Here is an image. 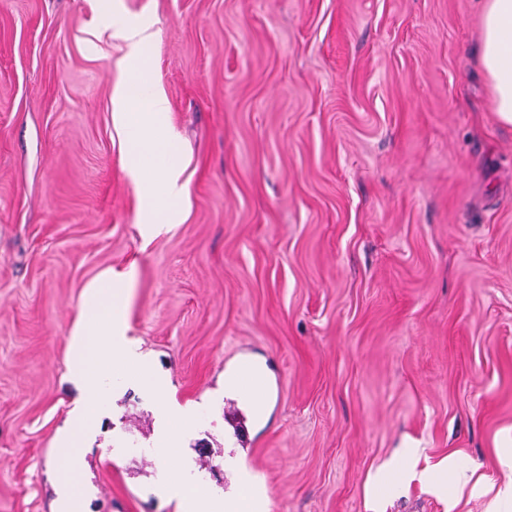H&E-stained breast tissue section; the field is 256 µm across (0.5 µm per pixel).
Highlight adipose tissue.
I'll return each instance as SVG.
<instances>
[{"label": "adipose tissue", "instance_id": "1", "mask_svg": "<svg viewBox=\"0 0 512 512\" xmlns=\"http://www.w3.org/2000/svg\"><path fill=\"white\" fill-rule=\"evenodd\" d=\"M479 62L487 80L491 106L501 124L512 125V0H482ZM119 31L128 46L127 62L113 90L116 130L128 140L127 173L143 209L139 221L148 238L168 232L178 221L184 200L183 166L176 151L178 136L168 121V101L151 80L146 47L148 27L123 25ZM416 449H399L371 477L367 512H379L378 502L390 488L419 481L430 492L458 506L465 495H490L489 512H512V483L496 487L476 468L451 462L418 468Z\"/></svg>", "mask_w": 512, "mask_h": 512}]
</instances>
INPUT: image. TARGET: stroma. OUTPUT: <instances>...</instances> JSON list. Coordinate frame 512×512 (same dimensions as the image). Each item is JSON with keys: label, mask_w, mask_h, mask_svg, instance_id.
<instances>
[{"label": "stroma", "mask_w": 512, "mask_h": 512, "mask_svg": "<svg viewBox=\"0 0 512 512\" xmlns=\"http://www.w3.org/2000/svg\"><path fill=\"white\" fill-rule=\"evenodd\" d=\"M180 136L181 223L152 241L113 128L126 43ZM478 0H0V512H57V442L87 286L133 270L128 335L195 409L105 380L87 512H366L396 449L490 482L512 455V128L478 64ZM264 362L256 444L229 435L240 358ZM179 476L185 491L156 489ZM456 508L411 482L385 512Z\"/></svg>", "instance_id": "obj_1"}]
</instances>
